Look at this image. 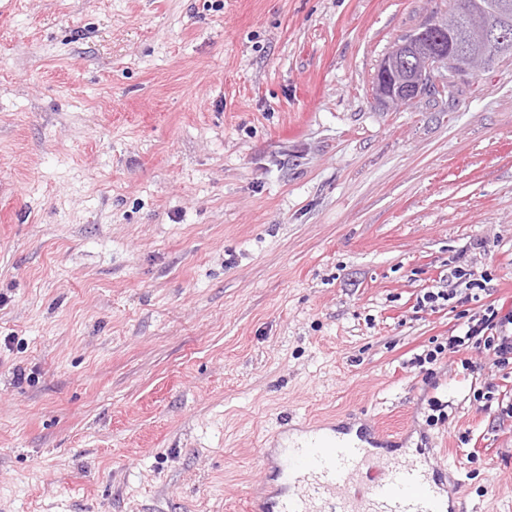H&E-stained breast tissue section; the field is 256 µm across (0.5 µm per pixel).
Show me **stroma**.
I'll list each match as a JSON object with an SVG mask.
<instances>
[{
  "instance_id": "stroma-1",
  "label": "stroma",
  "mask_w": 512,
  "mask_h": 512,
  "mask_svg": "<svg viewBox=\"0 0 512 512\" xmlns=\"http://www.w3.org/2000/svg\"><path fill=\"white\" fill-rule=\"evenodd\" d=\"M452 6L0 0V512H252L319 425L512 512V368L413 363L512 309V61L372 95Z\"/></svg>"
}]
</instances>
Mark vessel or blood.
<instances>
[{
    "mask_svg": "<svg viewBox=\"0 0 512 512\" xmlns=\"http://www.w3.org/2000/svg\"><path fill=\"white\" fill-rule=\"evenodd\" d=\"M281 495L260 512H449L425 459L375 455L359 438L306 437L282 447Z\"/></svg>",
    "mask_w": 512,
    "mask_h": 512,
    "instance_id": "vessel-or-blood-1",
    "label": "vessel or blood"
}]
</instances>
